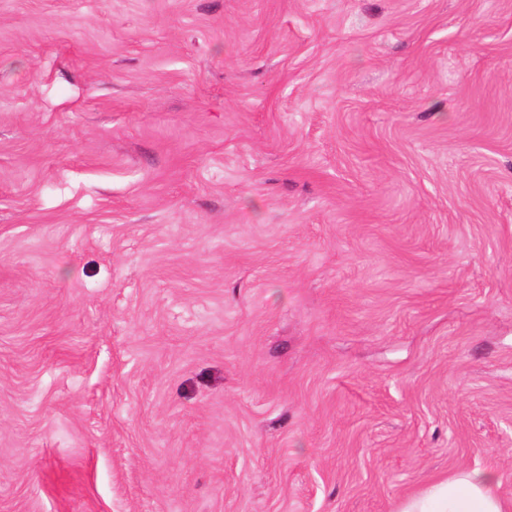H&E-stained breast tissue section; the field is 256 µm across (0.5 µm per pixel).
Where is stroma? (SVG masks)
I'll use <instances>...</instances> for the list:
<instances>
[{"instance_id":"35a3bbf8","label":"stroma","mask_w":512,"mask_h":512,"mask_svg":"<svg viewBox=\"0 0 512 512\" xmlns=\"http://www.w3.org/2000/svg\"><path fill=\"white\" fill-rule=\"evenodd\" d=\"M512 498V0H0V512ZM494 470H460L440 478L406 500L400 512H511L512 499L500 492Z\"/></svg>"}]
</instances>
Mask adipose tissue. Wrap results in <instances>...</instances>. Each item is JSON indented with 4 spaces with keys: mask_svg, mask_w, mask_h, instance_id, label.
<instances>
[{
    "mask_svg": "<svg viewBox=\"0 0 512 512\" xmlns=\"http://www.w3.org/2000/svg\"><path fill=\"white\" fill-rule=\"evenodd\" d=\"M494 470H460L440 478L406 500L401 512H512V499L500 492Z\"/></svg>",
    "mask_w": 512,
    "mask_h": 512,
    "instance_id": "ef3b65f1",
    "label": "adipose tissue"
}]
</instances>
